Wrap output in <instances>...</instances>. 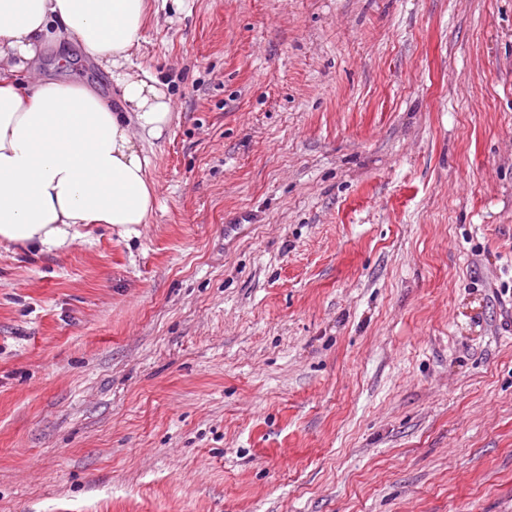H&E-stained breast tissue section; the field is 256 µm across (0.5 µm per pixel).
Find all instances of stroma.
<instances>
[{"instance_id": "obj_1", "label": "stroma", "mask_w": 512, "mask_h": 512, "mask_svg": "<svg viewBox=\"0 0 512 512\" xmlns=\"http://www.w3.org/2000/svg\"><path fill=\"white\" fill-rule=\"evenodd\" d=\"M147 4L153 214L0 243V512H512V0Z\"/></svg>"}]
</instances>
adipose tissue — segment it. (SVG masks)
Instances as JSON below:
<instances>
[{"mask_svg": "<svg viewBox=\"0 0 512 512\" xmlns=\"http://www.w3.org/2000/svg\"><path fill=\"white\" fill-rule=\"evenodd\" d=\"M145 18L146 0H0V242L50 251L85 224L146 223L156 194L139 143L163 136L171 107L132 61ZM63 32L110 74L120 109L77 84L9 82L37 73Z\"/></svg>", "mask_w": 512, "mask_h": 512, "instance_id": "ef3b65f1", "label": "adipose tissue"}]
</instances>
